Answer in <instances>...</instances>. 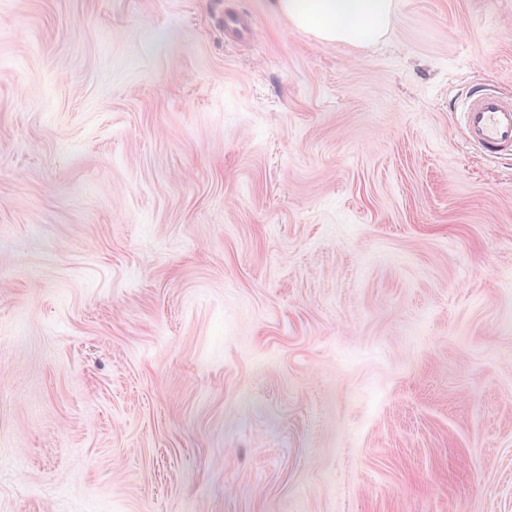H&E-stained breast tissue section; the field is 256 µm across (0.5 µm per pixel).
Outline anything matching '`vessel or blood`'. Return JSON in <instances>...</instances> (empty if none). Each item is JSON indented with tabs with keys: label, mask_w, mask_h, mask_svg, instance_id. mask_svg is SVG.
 <instances>
[{
	"label": "vessel or blood",
	"mask_w": 512,
	"mask_h": 512,
	"mask_svg": "<svg viewBox=\"0 0 512 512\" xmlns=\"http://www.w3.org/2000/svg\"><path fill=\"white\" fill-rule=\"evenodd\" d=\"M227 42L247 32L250 19L240 13L220 14ZM456 116L467 145L493 159L512 158V97L483 87H468Z\"/></svg>",
	"instance_id": "vessel-or-blood-1"
}]
</instances>
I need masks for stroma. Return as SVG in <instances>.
I'll return each instance as SVG.
<instances>
[{"instance_id": "obj_1", "label": "stroma", "mask_w": 512, "mask_h": 512, "mask_svg": "<svg viewBox=\"0 0 512 512\" xmlns=\"http://www.w3.org/2000/svg\"><path fill=\"white\" fill-rule=\"evenodd\" d=\"M478 79L512 93V0L359 46L272 0H0V512H512ZM219 20L224 26L225 40L229 43L235 42L239 35L247 32L251 27L250 19L246 14H224V9L219 15Z\"/></svg>"}]
</instances>
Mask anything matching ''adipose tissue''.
<instances>
[{"label": "adipose tissue", "instance_id": "ef3b65f1", "mask_svg": "<svg viewBox=\"0 0 512 512\" xmlns=\"http://www.w3.org/2000/svg\"><path fill=\"white\" fill-rule=\"evenodd\" d=\"M274 7L319 40L362 44L387 31L395 0H274Z\"/></svg>", "mask_w": 512, "mask_h": 512}]
</instances>
